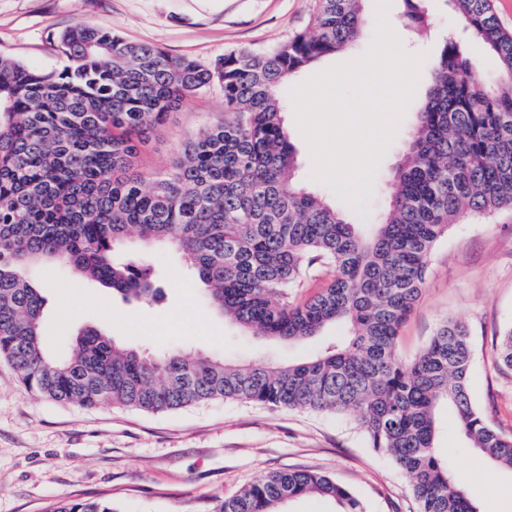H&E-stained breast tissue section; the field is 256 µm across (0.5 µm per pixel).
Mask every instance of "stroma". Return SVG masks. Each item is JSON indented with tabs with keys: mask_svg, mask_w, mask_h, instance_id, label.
Segmentation results:
<instances>
[{
	"mask_svg": "<svg viewBox=\"0 0 512 512\" xmlns=\"http://www.w3.org/2000/svg\"><path fill=\"white\" fill-rule=\"evenodd\" d=\"M314 8L315 0H0V56L45 72L60 69L67 59L59 35L84 21L207 63L241 48L276 46L307 26ZM403 9V0H391L388 21L407 52L432 58L451 38L478 69L494 72L492 57L443 0H433L434 22L422 31L404 26ZM223 115L220 87L186 98L150 132L138 170L164 168L184 139ZM283 118L301 187L353 223L358 209L376 217L384 212L392 171L413 134V111L401 119L373 192L357 209L310 179V150L292 100H285ZM120 255L137 256L151 269L162 289L158 301L122 300L64 267L27 268L45 299L42 334L52 354H61L80 328L95 326L117 344L151 355L286 363L312 355L343 332L331 325L295 346L261 341L211 309L178 252L144 246L133 230ZM448 319L464 322L473 340L476 406L492 427L512 434V368L499 364L497 355L500 333L512 326V211L451 225L399 331L400 357L414 358ZM435 446L481 512H512V470L471 448L450 409L438 412ZM283 469L332 477L365 512H418L408 477L368 447L352 419L221 399L154 413L109 403L84 409L27 391L0 358V512H44L57 501L88 499L112 501L118 512H211L216 501L237 495L259 473Z\"/></svg>",
	"mask_w": 512,
	"mask_h": 512,
	"instance_id": "1",
	"label": "stroma"
}]
</instances>
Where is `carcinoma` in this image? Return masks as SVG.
Returning <instances> with one entry per match:
<instances>
[{
  "instance_id": "obj_1",
  "label": "carcinoma",
  "mask_w": 512,
  "mask_h": 512,
  "mask_svg": "<svg viewBox=\"0 0 512 512\" xmlns=\"http://www.w3.org/2000/svg\"><path fill=\"white\" fill-rule=\"evenodd\" d=\"M363 2L317 0L313 30L207 65L86 23L61 35L68 65L58 73L0 56V357L27 389L80 407L159 412L224 399L350 416L408 476L419 512H480L435 453L446 405L471 447L512 469V435L491 427L470 395L469 329L443 322L411 361L399 357L397 340L451 224L512 209V31L493 0H450L497 71L475 69L451 39L443 45L387 212L364 230L294 181L281 99L287 81L364 36ZM403 2L405 26H431L429 0ZM214 85L224 119L184 141L168 169L130 173L148 133ZM132 227L143 242L178 251L211 307L255 336L302 343L329 324L347 334L287 364L153 357L97 328L49 356L44 298L25 268L60 264L126 301L153 300L149 270L114 256ZM317 262L333 278L296 301ZM498 351L512 368V328ZM306 494L363 512L348 489L309 470L263 472L212 512H277ZM50 512L118 510L83 500Z\"/></svg>"
}]
</instances>
